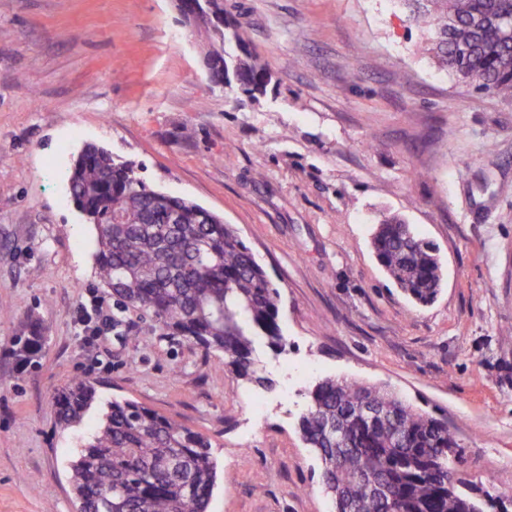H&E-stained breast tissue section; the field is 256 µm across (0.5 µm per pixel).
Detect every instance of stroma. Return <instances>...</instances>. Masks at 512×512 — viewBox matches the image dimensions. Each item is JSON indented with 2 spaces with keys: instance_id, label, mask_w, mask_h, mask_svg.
Instances as JSON below:
<instances>
[{
  "instance_id": "stroma-1",
  "label": "stroma",
  "mask_w": 512,
  "mask_h": 512,
  "mask_svg": "<svg viewBox=\"0 0 512 512\" xmlns=\"http://www.w3.org/2000/svg\"><path fill=\"white\" fill-rule=\"evenodd\" d=\"M224 16L273 76L258 98L211 82L173 0H0V512H73L70 462L115 399L209 438L208 512H333L298 429L326 378L446 418L468 479L512 500V102L439 70L400 0H224ZM87 143L238 230L281 292L286 349L257 348L272 389L118 312L67 192ZM389 213L439 249L429 306L373 256ZM93 294L137 337L85 338ZM31 317L29 366L13 350ZM76 377L98 399L63 427L52 398Z\"/></svg>"
}]
</instances>
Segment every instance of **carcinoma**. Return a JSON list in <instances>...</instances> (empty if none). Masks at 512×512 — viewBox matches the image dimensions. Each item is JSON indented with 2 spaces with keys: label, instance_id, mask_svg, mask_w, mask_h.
<instances>
[{
  "label": "carcinoma",
  "instance_id": "1",
  "mask_svg": "<svg viewBox=\"0 0 512 512\" xmlns=\"http://www.w3.org/2000/svg\"><path fill=\"white\" fill-rule=\"evenodd\" d=\"M408 20L432 32L423 50L476 92L512 101V0H401ZM224 0L194 17L224 83L256 97L271 81L247 51V37L218 22ZM69 196L96 230L100 284L116 306L179 336L261 387L272 386L257 358L261 343L283 351L280 292L237 230L185 198L151 188L135 167L96 144L83 146ZM375 258L401 292L427 306L442 288L437 249L403 218L380 220ZM44 341L32 321L15 355L32 363ZM95 381L80 377L53 397L58 422L76 426L96 403ZM298 422L323 464L335 512H502L499 497L464 477L465 450L448 421L413 408L382 387L325 379L308 391ZM368 402V420L354 407ZM210 440L132 400H113L71 463L75 512H207L218 477Z\"/></svg>",
  "mask_w": 512,
  "mask_h": 512
}]
</instances>
